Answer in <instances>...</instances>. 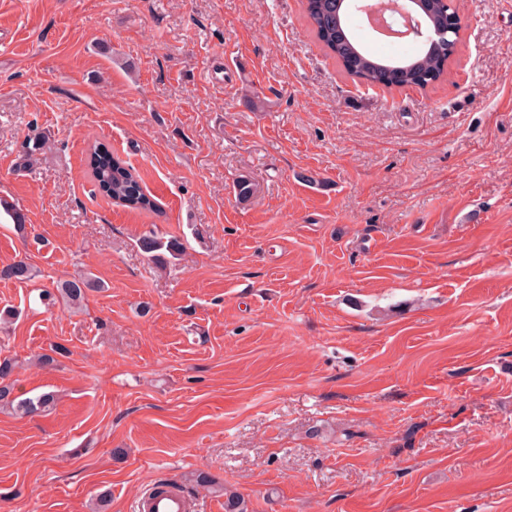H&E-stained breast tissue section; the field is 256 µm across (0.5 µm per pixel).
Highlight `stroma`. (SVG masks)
<instances>
[{
    "instance_id": "1",
    "label": "stroma",
    "mask_w": 512,
    "mask_h": 512,
    "mask_svg": "<svg viewBox=\"0 0 512 512\" xmlns=\"http://www.w3.org/2000/svg\"><path fill=\"white\" fill-rule=\"evenodd\" d=\"M454 6L448 81L362 97L302 0H0V267L35 270L0 359L54 396L0 407V512L199 472L248 512H512V0ZM97 140L157 211L95 191ZM52 142L48 136L36 134L28 136L20 145L18 163L21 168L31 169L37 165L41 157L51 150ZM140 248L158 263H167V254L170 259H178L183 252V244L176 238L163 241L153 234L144 236L140 241ZM55 288L63 301L76 306L83 302L88 292L99 291L104 288V285L97 278L82 276L72 280L59 281Z\"/></svg>"
}]
</instances>
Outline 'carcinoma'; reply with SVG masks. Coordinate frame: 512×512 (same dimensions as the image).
Wrapping results in <instances>:
<instances>
[{
    "instance_id": "1",
    "label": "carcinoma",
    "mask_w": 512,
    "mask_h": 512,
    "mask_svg": "<svg viewBox=\"0 0 512 512\" xmlns=\"http://www.w3.org/2000/svg\"><path fill=\"white\" fill-rule=\"evenodd\" d=\"M439 0H420L414 5L423 23L434 26L442 20L443 15L435 3ZM305 15L326 52L336 59L344 71L352 78H358L371 84L386 88L420 87L447 79L450 74L451 60L441 55L430 43H424V50L419 55L400 61L402 76L388 79L384 71L386 63L363 52L343 26L344 12H336L335 0H305ZM49 137L36 134L23 140L18 153L19 166L31 169L41 157L51 150ZM92 180L98 191L113 202L132 210H154L156 203L141 187L138 176L105 143L98 142L92 146L86 158ZM0 207L11 217L19 230L26 229V215L22 209L0 200ZM140 248L155 261L166 263L176 259L183 252V244L176 238L166 241L150 234L140 241ZM34 278L30 265L20 260L0 268V280L25 283ZM58 296L66 303L76 306L83 302L90 291L104 288L102 282L91 276H82L72 280H63L55 285ZM14 371V364L5 358L0 360V407L8 406L21 415L38 413L48 409L52 396L42 394L35 398L18 399L12 396L11 385L6 380Z\"/></svg>"
}]
</instances>
